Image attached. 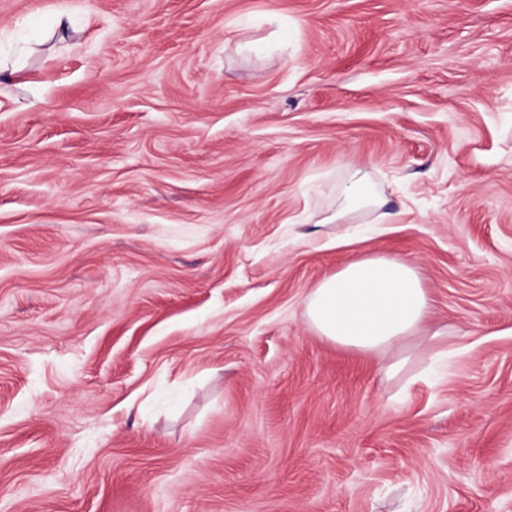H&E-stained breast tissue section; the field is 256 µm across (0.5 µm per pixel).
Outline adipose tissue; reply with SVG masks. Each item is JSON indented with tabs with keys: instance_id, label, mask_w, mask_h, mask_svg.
<instances>
[{
	"instance_id": "adipose-tissue-1",
	"label": "adipose tissue",
	"mask_w": 512,
	"mask_h": 512,
	"mask_svg": "<svg viewBox=\"0 0 512 512\" xmlns=\"http://www.w3.org/2000/svg\"><path fill=\"white\" fill-rule=\"evenodd\" d=\"M304 317L316 335L372 357L389 380L405 379L424 353L448 344L416 266L401 257L346 262L310 288Z\"/></svg>"
}]
</instances>
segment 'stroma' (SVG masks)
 Masks as SVG:
<instances>
[{"label":"stroma","instance_id":"35a3bbf8","mask_svg":"<svg viewBox=\"0 0 512 512\" xmlns=\"http://www.w3.org/2000/svg\"><path fill=\"white\" fill-rule=\"evenodd\" d=\"M0 62V512H512V0H0ZM362 250L406 388L305 322ZM357 183V188L350 198L349 204L346 207L338 210L332 216L327 217V223L333 224L335 222L339 223L340 221H343L353 207L380 208L383 206V200L378 195H376L367 185L363 184L362 178H360ZM309 329L337 346L374 359L387 380H403L431 350L448 346V327L435 324L432 299L406 258L356 257L310 288Z\"/></svg>","mask_w":512,"mask_h":512}]
</instances>
